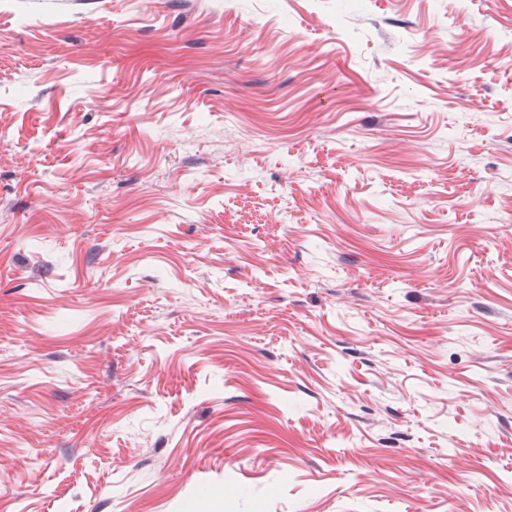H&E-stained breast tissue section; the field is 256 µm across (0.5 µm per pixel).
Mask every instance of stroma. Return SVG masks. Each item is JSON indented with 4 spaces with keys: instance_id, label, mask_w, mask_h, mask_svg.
I'll return each instance as SVG.
<instances>
[{
    "instance_id": "1",
    "label": "stroma",
    "mask_w": 512,
    "mask_h": 512,
    "mask_svg": "<svg viewBox=\"0 0 512 512\" xmlns=\"http://www.w3.org/2000/svg\"><path fill=\"white\" fill-rule=\"evenodd\" d=\"M510 210L512 0H8L0 512H512Z\"/></svg>"
}]
</instances>
